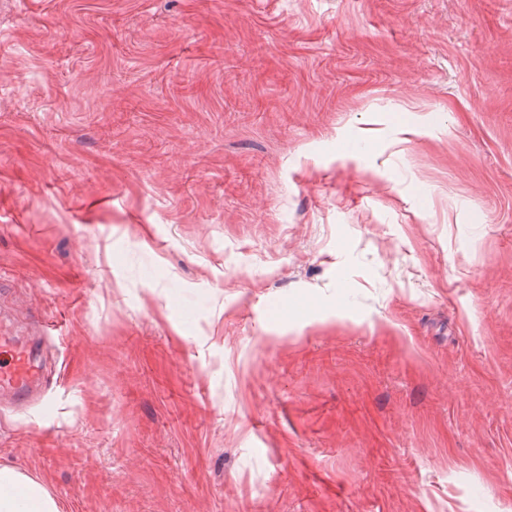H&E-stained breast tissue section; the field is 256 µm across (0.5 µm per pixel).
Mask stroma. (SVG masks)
Wrapping results in <instances>:
<instances>
[{"mask_svg": "<svg viewBox=\"0 0 512 512\" xmlns=\"http://www.w3.org/2000/svg\"><path fill=\"white\" fill-rule=\"evenodd\" d=\"M0 322L64 512H512V0H0ZM0 397H9L22 404L40 391L43 370L35 359L28 344L19 336H11L5 328L0 334Z\"/></svg>", "mask_w": 512, "mask_h": 512, "instance_id": "obj_1", "label": "stroma"}]
</instances>
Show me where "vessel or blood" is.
Returning <instances> with one entry per match:
<instances>
[{
  "label": "vessel or blood",
  "mask_w": 512,
  "mask_h": 512,
  "mask_svg": "<svg viewBox=\"0 0 512 512\" xmlns=\"http://www.w3.org/2000/svg\"><path fill=\"white\" fill-rule=\"evenodd\" d=\"M43 370L28 344L20 337L0 332V397L22 404L40 391Z\"/></svg>",
  "instance_id": "vessel-or-blood-1"
}]
</instances>
